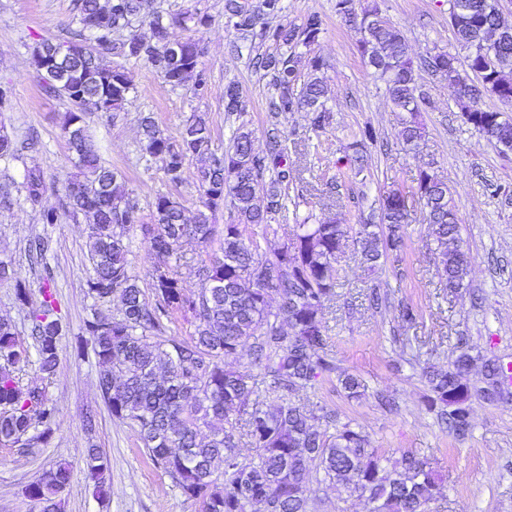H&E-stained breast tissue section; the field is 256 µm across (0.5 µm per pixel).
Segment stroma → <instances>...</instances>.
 Masks as SVG:
<instances>
[{
    "label": "stroma",
    "instance_id": "1",
    "mask_svg": "<svg viewBox=\"0 0 512 512\" xmlns=\"http://www.w3.org/2000/svg\"><path fill=\"white\" fill-rule=\"evenodd\" d=\"M378 6L383 17L407 39L413 61L448 52L465 58L455 39L448 0H361ZM282 23L300 24L311 13L323 19V33L313 52L326 66L319 73L327 85V105L333 120L313 132L306 113L291 112L278 119L296 178L288 187L301 199L300 215L339 218L356 225L361 212L378 207L393 190L407 198L406 246L399 257L381 261L369 271L360 247L348 239L337 263L336 295L327 304L325 328L336 371L319 378L310 390L311 402L334 411L342 423L365 430L374 447L410 451L436 463L444 476L427 512H512V399L488 402L472 397V427L462 436L448 431L424 406L427 392L423 370L447 368L458 354V337H467L480 363L470 377L478 379L482 363H512V153H502L495 141L467 125L457 107L454 86L437 74L421 70L417 86L431 106L420 113L424 134L416 147L398 137L401 114L360 58L355 23L336 12V0H283ZM163 16L187 11L207 14L206 26L172 28L173 38L199 40L205 87L188 80L171 88L146 65L123 62L111 55L107 64L125 63L135 91L124 111L107 116L90 112L86 122L103 161L123 171L125 189L136 204L140 224L153 221L156 195L173 194L186 217L199 207L191 186L170 188L158 163L146 160L141 143L142 116H152L165 134L179 133L195 115L205 118L213 144L225 150L239 126L253 132L255 149L265 146L270 124L269 77L256 72L249 55L236 54V30L226 27L224 0H151ZM74 0H0V82L12 89L9 106L0 109V131L17 148L16 157L0 159V260L10 263L17 279L0 283V319L10 320L21 339L31 338L32 310L42 300L45 272H52L57 306L64 326L60 363L48 386L59 410L60 425L45 448L0 445V512H40L24 494L58 461L75 468L62 495V512H200L164 470L153 463L135 431L112 418L97 387L98 365L92 351L77 352L83 324L92 315V301L83 285L92 272L86 258V222L63 212L58 184L71 171V154L62 132L69 105L44 93L31 59V49L46 37L65 40L75 28ZM237 82L247 102L244 113L224 110V86ZM382 133L383 143L371 145L367 171L355 174L347 158L365 124ZM432 168L447 182L458 209L460 234L469 256L464 288L448 292L438 275L435 242L426 208L417 193L420 169ZM40 170L44 187L39 202L28 198L25 174ZM60 209V221L43 224L40 208ZM49 239L43 264L31 263L27 247L34 235ZM28 290L27 305L14 297L15 282ZM385 294L380 308L370 307L371 289ZM417 312L414 324L399 318L400 304ZM357 375L364 395L348 398L338 375ZM392 395L393 411L379 398ZM93 416L95 428L84 420ZM102 448L110 463L111 491L95 499L82 472L89 445ZM307 494L316 512H369V504L343 489L311 478Z\"/></svg>",
    "mask_w": 512,
    "mask_h": 512
}]
</instances>
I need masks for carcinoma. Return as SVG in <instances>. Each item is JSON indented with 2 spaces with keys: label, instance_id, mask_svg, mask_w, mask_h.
<instances>
[{
  "label": "carcinoma",
  "instance_id": "1",
  "mask_svg": "<svg viewBox=\"0 0 512 512\" xmlns=\"http://www.w3.org/2000/svg\"><path fill=\"white\" fill-rule=\"evenodd\" d=\"M456 41L468 50L466 68L446 52L429 55L420 67L439 74L456 87L458 105L466 123L512 151V123L501 113L482 106L483 95L498 99L512 93V26L495 13V0H448ZM79 29L70 39L84 43L86 54L56 57L54 71L43 81L50 96L69 103L64 133L79 173L62 179L65 207L83 215L88 224L87 257L93 274L86 280V295L93 305L118 299L119 314L100 312L84 322L85 343L91 345L100 371L98 387L112 417L134 429L151 460L202 512H311L306 484L312 474L340 486L372 504V512H426L438 487L439 474L431 462L402 451L400 455L372 446L369 436L337 423L321 406L297 399L319 377L336 371L328 354V336L322 322L326 302L336 288L335 264L343 252L349 229L337 218L310 223L300 216V203L288 196L294 168L278 128L267 131L262 151L253 146V132L237 128L231 146L218 154L212 133L200 116L179 134L161 132L149 117L142 118L145 153L160 163L167 182L179 188L193 182L200 210L186 223L183 207L170 194L152 202L153 223L139 225L144 243L156 262L149 273L151 295L129 272L124 230L137 223V207L127 197L125 175L106 166L85 125V112H120L133 85L125 68L106 66L103 58L120 49L127 60L143 62L165 83L179 87L200 73L202 48L188 38L180 43L178 60L163 56L160 41L174 25L189 21L207 24L204 15L174 16L168 20L147 13L146 0H76ZM283 0H261L258 10L227 0L225 16L234 30L262 42L286 47H310L323 32L321 16L308 14L299 25L273 23L281 17ZM336 13L359 21L357 51L384 81L386 94L403 118L400 139L414 146L422 137L416 113L430 101L417 94L413 60L408 56L402 30L378 7L357 11V0H336ZM150 25L151 36L129 35L115 46L112 35ZM492 52L490 66L481 67V50ZM258 69L270 74L274 93L268 109L273 118L288 112L309 114L312 130L330 124L326 84L319 78L298 82L304 67L324 68L323 60L294 51L258 57ZM224 111H246L239 85L224 86ZM378 140V131L366 125L360 131L359 150L350 160L357 173L364 171V148ZM201 163L194 178L187 162ZM29 198L38 202L43 189L39 170L27 173ZM267 186L263 203L256 187ZM417 193L430 205L427 223L441 259L440 277L453 291L465 286L467 254L458 224L451 221L456 206L448 184L430 170L419 172ZM230 200L234 220L216 232L213 215ZM293 216L295 229L273 256L262 253L251 230ZM405 196L386 195L379 215L363 218L358 231L361 258L375 266L380 259L398 255L405 245ZM195 242L208 249L207 259L191 267L200 287L187 292L178 271L181 249ZM51 272L43 279L41 308L31 314L33 343H21L12 322L0 320V442L23 448L45 447L59 427L46 381L60 361L63 332ZM194 326L186 339L165 336V322L175 314ZM250 345L251 363L264 370V390L252 376L235 370L226 360ZM459 354L446 370L425 372L429 410L454 432L471 428L467 402L475 384L468 381L474 358L467 339H458ZM33 366L39 379L25 388L16 373ZM504 365H484L480 381L484 395H498ZM334 431H329V427ZM211 434L201 435L202 428ZM94 494L109 491V464L91 447L84 461ZM67 462L24 488L25 495L42 505L41 512H60L59 496L72 479Z\"/></svg>",
  "mask_w": 512,
  "mask_h": 512
}]
</instances>
